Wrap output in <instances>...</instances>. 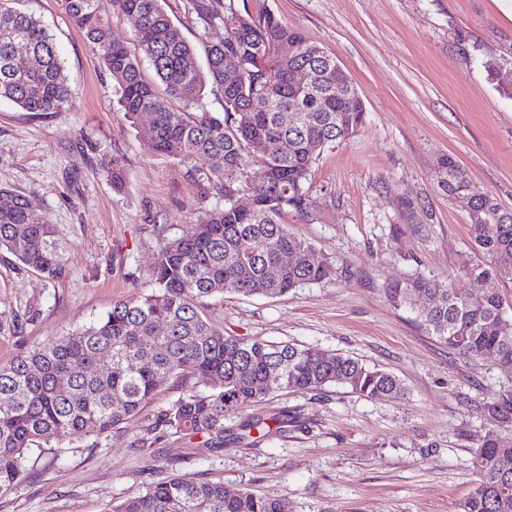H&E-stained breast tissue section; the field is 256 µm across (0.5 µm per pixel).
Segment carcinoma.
<instances>
[{
	"instance_id": "1",
	"label": "carcinoma",
	"mask_w": 512,
	"mask_h": 512,
	"mask_svg": "<svg viewBox=\"0 0 512 512\" xmlns=\"http://www.w3.org/2000/svg\"><path fill=\"white\" fill-rule=\"evenodd\" d=\"M68 20L84 35L120 90L125 118L137 123L147 112L153 124L148 153L197 173L195 162L220 157L222 167L204 174L220 200L181 234L159 244L152 286L112 305L92 322L22 352L0 367V498L17 489L28 473L32 449L53 450L63 438L96 440L140 417L160 388L174 380L184 392L144 421L132 446L148 451L168 434L203 439L224 447V422L277 392H317L342 386L368 399H398L402 383L392 374L340 353L297 343L224 335L201 312L203 300L226 293L277 298L305 284L335 279L337 268L311 262V244L288 229L284 217L307 213L306 183L312 165L329 145L362 125L365 106L347 74L310 54L301 32L272 15L254 19L228 6L224 14L200 13L205 27L224 28L208 45L200 65L195 47L163 6V0H61ZM0 0V99L26 112H61L70 86L56 44L41 21ZM130 23L139 54L112 38L110 16ZM297 47L290 68L313 77L303 93L278 64L282 43ZM26 52H17L18 45ZM148 63L154 79L145 78ZM236 68L245 80L224 85V71ZM220 90L223 113L205 104L207 87ZM297 107L299 111L288 112ZM263 143L257 151L253 145ZM246 175L245 185L231 182ZM437 176L448 199H469L467 212L478 264L458 275L481 283L477 294L446 281L412 274L389 283L388 300L410 307L431 299L421 324L448 349L489 359L512 369V314L503 289L512 287V268L500 255L512 254V208L475 184L457 160L446 155ZM251 207L237 204L239 193ZM49 281L69 272L67 250L55 228L40 221L34 202L0 187V250ZM296 254L284 265L279 254ZM143 362L138 363L136 359ZM484 411L512 423V397L494 398ZM275 429L262 416L240 423L232 440L257 445ZM473 493L458 512H512V437L488 430L481 437ZM112 512H291L286 499L249 489L228 496L221 482H196L180 475L151 485L112 507Z\"/></svg>"
}]
</instances>
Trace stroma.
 <instances>
[{
    "mask_svg": "<svg viewBox=\"0 0 512 512\" xmlns=\"http://www.w3.org/2000/svg\"><path fill=\"white\" fill-rule=\"evenodd\" d=\"M267 13L325 48L352 80L365 120L326 147L313 165L307 214L288 227L335 263V281L268 299L207 300L204 317L225 334L341 353L403 384L397 400L341 387L283 392L258 406L282 416L280 433L256 446L222 449L162 438L153 460L131 441L138 422L101 438L63 439L39 455L0 512H110L170 475L223 482L288 500L292 512H457L478 476L483 413L512 395V369L449 350L420 326L430 304L394 307L388 282L412 273L451 278L481 262L461 203L436 180L453 156L478 185L512 208V18L505 0H164L197 50L223 37L203 28L200 9ZM52 34L71 86L60 112L33 114L0 101V187L33 198L38 216L69 250L70 274L50 282L0 251V366L20 352L104 315L150 288L161 238L181 234L217 196L202 170L150 155L146 131L118 110V92L60 0H25ZM501 67L489 80L481 62ZM125 170L114 190L113 161Z\"/></svg>",
    "mask_w": 512,
    "mask_h": 512,
    "instance_id": "1",
    "label": "stroma"
}]
</instances>
